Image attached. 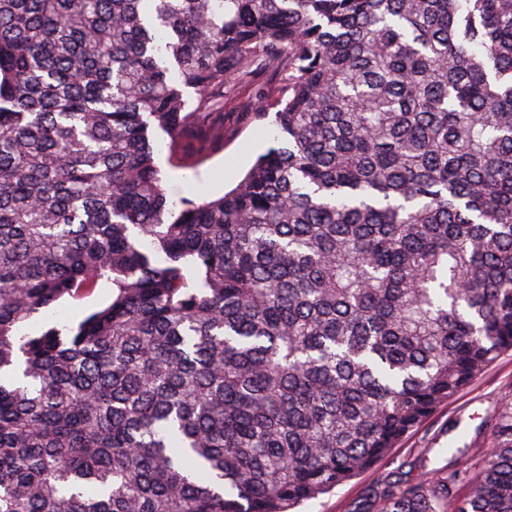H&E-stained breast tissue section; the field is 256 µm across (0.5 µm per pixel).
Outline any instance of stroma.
Masks as SVG:
<instances>
[{
  "mask_svg": "<svg viewBox=\"0 0 512 512\" xmlns=\"http://www.w3.org/2000/svg\"><path fill=\"white\" fill-rule=\"evenodd\" d=\"M252 95V89L245 88L237 98L227 101L224 147L196 169L174 167L167 153L157 154L162 186L170 198L223 195L239 183L257 156L271 146L272 131L268 124L246 118ZM110 295L109 286L100 285L82 299L62 303L53 314L40 316L36 325L42 328L52 321L78 323L105 304ZM509 401L512 402V352L499 356L470 385L442 404L429 419L402 438L386 459L332 492L304 502L298 512H352L368 488L402 463L420 461L431 469L445 466L450 459L448 442L459 435L473 448L469 456L471 466H478L490 448L488 422L498 407Z\"/></svg>",
  "mask_w": 512,
  "mask_h": 512,
  "instance_id": "stroma-1",
  "label": "stroma"
}]
</instances>
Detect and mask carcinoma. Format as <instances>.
Instances as JSON below:
<instances>
[{
	"label": "carcinoma",
	"mask_w": 512,
	"mask_h": 512,
	"mask_svg": "<svg viewBox=\"0 0 512 512\" xmlns=\"http://www.w3.org/2000/svg\"><path fill=\"white\" fill-rule=\"evenodd\" d=\"M243 83L274 145L171 200ZM506 351L512 0H0V512H293ZM490 426L353 512H512ZM111 295V288L107 284H102L80 300H70L62 303L51 315H41L35 323L36 328H42L49 322L65 321L71 324H77L84 316L91 311L105 304Z\"/></svg>",
	"instance_id": "obj_1"
}]
</instances>
